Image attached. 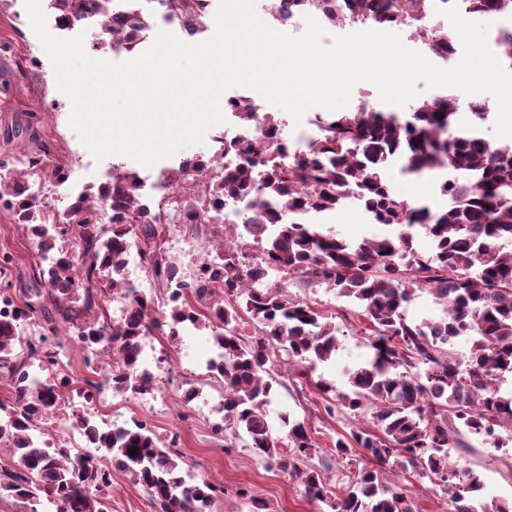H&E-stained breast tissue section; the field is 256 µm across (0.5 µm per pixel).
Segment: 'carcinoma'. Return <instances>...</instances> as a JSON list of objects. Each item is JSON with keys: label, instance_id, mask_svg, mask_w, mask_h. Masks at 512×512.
<instances>
[{"label": "carcinoma", "instance_id": "carcinoma-1", "mask_svg": "<svg viewBox=\"0 0 512 512\" xmlns=\"http://www.w3.org/2000/svg\"><path fill=\"white\" fill-rule=\"evenodd\" d=\"M298 11H324L332 20L359 21L382 29L403 19L420 29L425 0H296ZM469 12L512 13V0H463ZM459 94L452 92L413 106L409 113L357 111L326 117L320 141L308 160L295 165L271 163L256 170L259 145L252 140L228 145L237 166L212 179L189 196L216 208L234 198L242 202L240 226L262 247V254L288 268L306 284H326L352 301L371 331V358L347 370V391L321 378L323 394H334L324 411L371 414V425L350 436L339 435L332 456L354 466L352 476L334 491L325 477L329 464L320 457L305 422L282 418L288 444L272 435L266 406L283 361L313 372L331 361L339 348V328L312 303L291 299L279 286L255 288L267 271L263 264H245L231 246L224 257L205 264L191 281L178 283L176 302L163 315L152 313V301L124 288L126 256L132 241L149 244L157 225L138 223L142 213L135 176L116 178L102 188L114 193L117 211L109 229L95 225V212L76 207L67 224L84 227L71 259L41 264L38 278L50 291L44 300L56 316L79 322L78 342L89 357L108 349L115 366L106 374L91 373L79 381L58 359L66 345L40 300L25 302L16 317L0 316V378L10 380L13 396L0 409L12 417L0 420V448L11 449L15 464L0 465V495L28 501L32 512H112V473L127 474L152 495L157 512H212L218 487L182 472L174 453L143 422L112 423L102 428L77 408L71 424L91 447L71 454L50 450L33 430L52 419L71 389L85 402L111 390L139 395L150 377L138 374L144 341L156 331L176 343L180 325L213 336L207 371L224 385V437H246V447L259 460L296 477L311 502L331 512H419L407 488L389 480L388 471L411 472L428 479L431 491L448 497V512H512L507 502L472 499L483 487L480 473L451 462V452L469 451V438L488 448H504L512 440V392L501 391L500 378L512 374V141L493 145L481 135L489 113L470 107L468 122L456 127ZM243 123L271 130L278 123L257 118L249 105L237 106ZM51 144L39 143V154H21L0 165L22 166L48 182L61 181V167L39 168ZM399 159L413 175L442 171L439 183L447 209L433 213L393 195L384 176ZM353 192L375 223L389 233L350 244L309 214L335 211ZM0 199L12 223L38 239L41 260L57 250L63 237L48 207L31 201L13 182H0ZM422 232L430 252L414 247ZM179 263L168 250L155 256L148 271L172 287ZM126 292L127 309L119 323L109 324L101 304L107 292ZM426 292L444 308L438 320L415 321L407 306L416 292ZM260 325L250 340L239 331L243 316ZM35 332L20 340L16 319ZM467 337L470 347L459 359L454 340ZM511 436L503 437L501 430ZM366 461L349 459L352 445ZM136 454H131V450Z\"/></svg>", "mask_w": 512, "mask_h": 512}]
</instances>
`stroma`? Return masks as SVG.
Returning a JSON list of instances; mask_svg holds the SVG:
<instances>
[{
    "label": "stroma",
    "instance_id": "35a3bbf8",
    "mask_svg": "<svg viewBox=\"0 0 512 512\" xmlns=\"http://www.w3.org/2000/svg\"><path fill=\"white\" fill-rule=\"evenodd\" d=\"M70 113L69 98L57 87L54 67L30 26L24 0H0V159L22 152L34 153L36 139L46 140L52 143L53 150L45 158V165L58 163L73 169L75 184L89 192L111 176L113 167L144 172V165L123 155L96 160L70 128ZM386 178L396 195L416 205L434 212L448 205L447 197L440 194L434 180L404 173L401 163L388 165ZM322 221L352 243L381 231L354 202L323 215ZM3 252L11 253L12 262L0 267V287L9 286L15 303L23 304L39 262L37 246L22 226L11 223L6 213L0 212V253ZM267 283L286 288L290 297L311 302L333 317L340 330L335 358L319 366L313 377L293 372L281 376L267 407L275 437L286 438L287 429L281 422L286 415L305 421L315 430L318 445L332 448L338 435L368 426L369 421L347 413L333 418L326 415L323 396L314 381L322 377L332 381L338 390L347 389L346 368L364 363L369 355L366 322L358 307L337 298L326 286L303 285L285 272L269 275ZM151 342L157 352L168 354L174 364L172 374L163 384L164 390L178 395L195 385L201 387L202 395L193 402V413L186 420L168 409L145 408L137 397L128 396L122 400L125 418L147 423L162 438L178 433L176 452L186 469L223 486L224 512H248L238 495L243 488L262 499L267 512H319V504L307 500L298 479L259 462L249 449L225 447L223 440L212 434L211 425L216 419L212 406L218 402L222 388L208 378L196 358L197 353L210 350V331L194 332L187 344H171L159 333L152 336ZM508 452L512 453V443L503 452L477 444L464 454L462 461L481 473L485 495L512 502V470L504 462ZM112 512H154L148 490L124 474H115Z\"/></svg>",
    "mask_w": 512,
    "mask_h": 512
}]
</instances>
